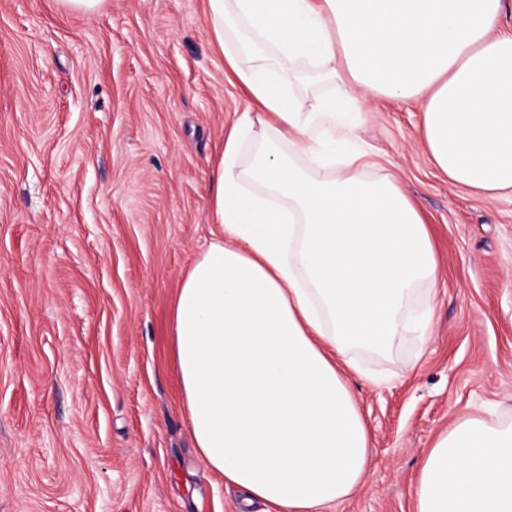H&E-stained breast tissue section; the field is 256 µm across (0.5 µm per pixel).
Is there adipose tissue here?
I'll return each mask as SVG.
<instances>
[{
	"label": "adipose tissue",
	"mask_w": 512,
	"mask_h": 512,
	"mask_svg": "<svg viewBox=\"0 0 512 512\" xmlns=\"http://www.w3.org/2000/svg\"><path fill=\"white\" fill-rule=\"evenodd\" d=\"M505 0H207L213 43L258 107L220 146L211 241L170 308L196 448L264 512H325L371 440L346 373L430 335L437 258L414 201L370 174L367 94L423 103L449 183L512 194ZM313 70L328 92L294 87ZM415 512H512V421L458 420L430 449Z\"/></svg>",
	"instance_id": "adipose-tissue-1"
}]
</instances>
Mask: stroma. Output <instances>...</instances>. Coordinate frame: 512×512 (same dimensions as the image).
Masks as SVG:
<instances>
[{
  "label": "stroma",
  "instance_id": "stroma-1",
  "mask_svg": "<svg viewBox=\"0 0 512 512\" xmlns=\"http://www.w3.org/2000/svg\"><path fill=\"white\" fill-rule=\"evenodd\" d=\"M206 0H0V512H239L200 459L169 336L211 238L217 146L252 102ZM422 103L371 98L358 131L418 205L438 260L433 330L358 353L371 434L335 512H414L457 420H512V197L450 185Z\"/></svg>",
  "mask_w": 512,
  "mask_h": 512
}]
</instances>
